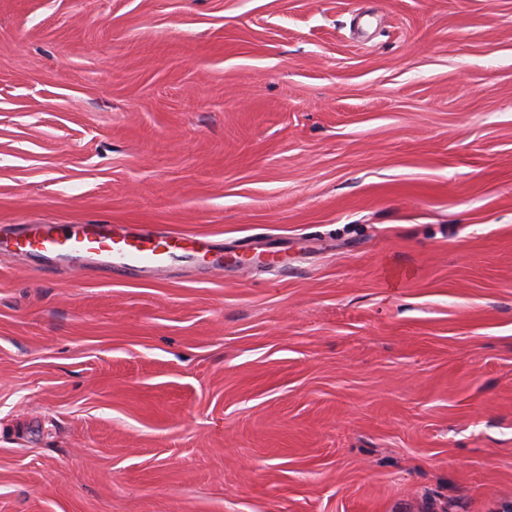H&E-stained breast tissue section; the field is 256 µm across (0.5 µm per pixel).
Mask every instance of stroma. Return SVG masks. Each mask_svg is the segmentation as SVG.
<instances>
[{
  "label": "stroma",
  "mask_w": 512,
  "mask_h": 512,
  "mask_svg": "<svg viewBox=\"0 0 512 512\" xmlns=\"http://www.w3.org/2000/svg\"><path fill=\"white\" fill-rule=\"evenodd\" d=\"M17 224L226 263L0 256V512L512 503V0H0ZM0 248L44 260H80L110 278L159 274L189 256L224 254V243L208 235L144 224H26L0 240Z\"/></svg>",
  "instance_id": "stroma-1"
}]
</instances>
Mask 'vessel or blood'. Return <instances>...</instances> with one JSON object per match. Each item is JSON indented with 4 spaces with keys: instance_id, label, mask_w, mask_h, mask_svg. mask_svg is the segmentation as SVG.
<instances>
[{
    "instance_id": "b4317fda",
    "label": "vessel or blood",
    "mask_w": 512,
    "mask_h": 512,
    "mask_svg": "<svg viewBox=\"0 0 512 512\" xmlns=\"http://www.w3.org/2000/svg\"><path fill=\"white\" fill-rule=\"evenodd\" d=\"M0 248L44 260L76 259L110 277L158 274L183 258L224 252L210 236L144 224H27L0 240Z\"/></svg>"
}]
</instances>
